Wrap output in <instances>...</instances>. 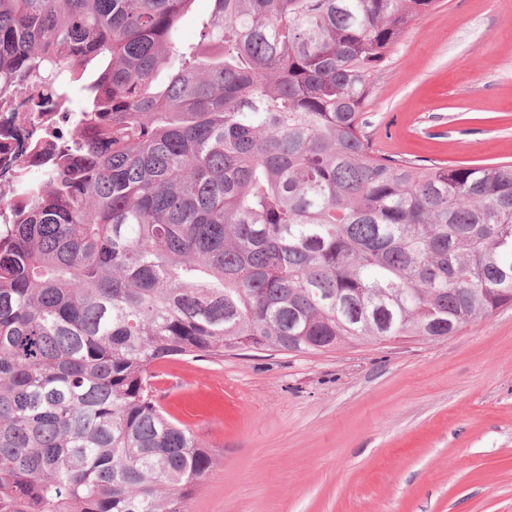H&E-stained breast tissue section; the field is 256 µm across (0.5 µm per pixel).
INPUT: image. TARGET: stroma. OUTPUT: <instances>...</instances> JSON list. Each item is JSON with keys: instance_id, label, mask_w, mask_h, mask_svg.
<instances>
[{"instance_id": "stroma-1", "label": "stroma", "mask_w": 512, "mask_h": 512, "mask_svg": "<svg viewBox=\"0 0 512 512\" xmlns=\"http://www.w3.org/2000/svg\"><path fill=\"white\" fill-rule=\"evenodd\" d=\"M365 118L397 158L512 161V0H437ZM153 385L217 454L190 512H512V306L440 342L178 357Z\"/></svg>"}]
</instances>
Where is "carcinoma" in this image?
<instances>
[{
	"mask_svg": "<svg viewBox=\"0 0 512 512\" xmlns=\"http://www.w3.org/2000/svg\"><path fill=\"white\" fill-rule=\"evenodd\" d=\"M192 2L0 0V88L84 100L0 227V512H189L215 457L154 398L169 359L443 341L512 305V163L365 132L435 0H213L183 47Z\"/></svg>",
	"mask_w": 512,
	"mask_h": 512,
	"instance_id": "carcinoma-1",
	"label": "carcinoma"
}]
</instances>
